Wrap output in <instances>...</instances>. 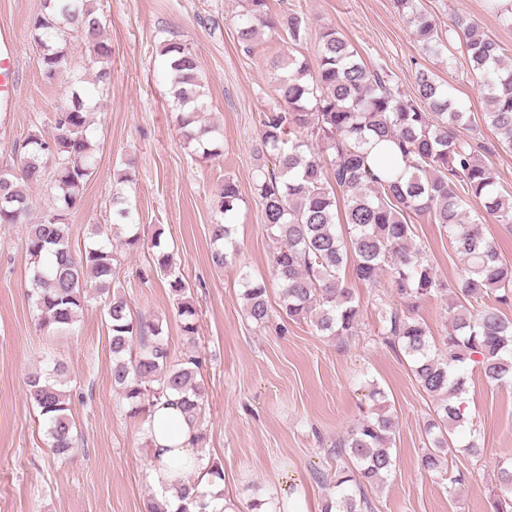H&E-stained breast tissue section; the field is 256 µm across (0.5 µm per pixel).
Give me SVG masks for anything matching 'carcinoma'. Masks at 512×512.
<instances>
[{
	"instance_id": "cac0c4a2",
	"label": "carcinoma",
	"mask_w": 512,
	"mask_h": 512,
	"mask_svg": "<svg viewBox=\"0 0 512 512\" xmlns=\"http://www.w3.org/2000/svg\"><path fill=\"white\" fill-rule=\"evenodd\" d=\"M244 2L237 38L246 51L262 28L285 31L294 45L307 41L311 23L302 11L282 17L271 13L269 0ZM485 2L490 13L512 25V0ZM394 4L414 23L422 51L442 54L446 45L436 25L418 12L416 0ZM29 24L40 48L37 66L43 80L51 83L69 70L66 46L76 33L88 46L89 65H99L94 88L108 84L112 47L93 0H43ZM452 31L463 42L486 92L485 120L512 148V66L504 64V48L466 16L454 17ZM317 39L316 70L294 56L277 62L274 106L262 118L261 144L272 167L258 170L255 190L273 244L282 310L287 319L310 325L320 336H355L360 305L348 286L346 269L373 286L388 278L400 307L382 304L381 335L404 351L419 388L433 402L420 466L448 478L454 487L466 478L463 470L451 471L448 464L452 436L467 423L461 402L467 390L464 370L472 365L490 384H512V320L500 312L512 304V264L483 232L487 217L512 226V195L500 191L497 170L460 134L473 124L433 73L419 71L415 98L406 99L385 75L366 67L334 26H322ZM160 55L186 148L202 161L218 155L221 147L211 137L215 128L198 124L207 104L195 53L170 38L160 45ZM91 96L87 89L73 90L69 103L54 112L51 131H35L23 140L18 169L0 168V224L25 223L32 206L30 188L46 187L49 214L26 227L30 299L38 326L47 331L68 328L91 300L88 288L108 294L104 310L111 332L112 382L130 414L146 415L155 402L177 394L184 413L197 423L204 409V390L196 380L200 357L190 352L173 359L161 327L134 318L126 297L110 291L120 266L118 253L110 248L112 239L122 237L121 244L132 250L144 246L145 226L132 223L122 189L112 197L116 222L99 229V240L78 251L71 243L68 216L96 163L87 137ZM372 137L399 148L411 168L407 181L384 167L366 166L365 145ZM239 200L236 182L224 180L216 205L224 222L210 225L211 261L219 269L234 257L230 220ZM413 214L427 215L444 227L463 257L455 285L440 282L415 247ZM160 237L158 231L151 241L158 249L156 267L171 277L182 330L192 339L198 332V312L186 301L189 285L176 271L173 255L161 250ZM242 280L246 313L261 326L269 319L267 285L247 273ZM441 292L454 295L448 305L451 330L442 338L444 354L417 314L422 301ZM135 341L139 355L132 359ZM64 370L56 362L51 370L27 379L29 400L47 420L49 450L58 459L68 457L76 445L70 397L62 388ZM368 397L369 411L336 447L355 468L332 475L317 472L324 484L335 488L322 512H374L367 487L383 485L392 472L396 421L380 387L370 384Z\"/></svg>"
}]
</instances>
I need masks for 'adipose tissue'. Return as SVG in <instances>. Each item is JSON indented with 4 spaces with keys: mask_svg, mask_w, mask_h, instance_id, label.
I'll list each match as a JSON object with an SVG mask.
<instances>
[{
    "mask_svg": "<svg viewBox=\"0 0 512 512\" xmlns=\"http://www.w3.org/2000/svg\"><path fill=\"white\" fill-rule=\"evenodd\" d=\"M144 429L151 448L150 479L162 493L166 512H180L183 501L178 488L189 476L196 484L188 493L207 494V512H237L230 500L221 497L222 484L209 473V460L197 442L199 429L183 413L178 396L156 402Z\"/></svg>",
    "mask_w": 512,
    "mask_h": 512,
    "instance_id": "1",
    "label": "adipose tissue"
}]
</instances>
